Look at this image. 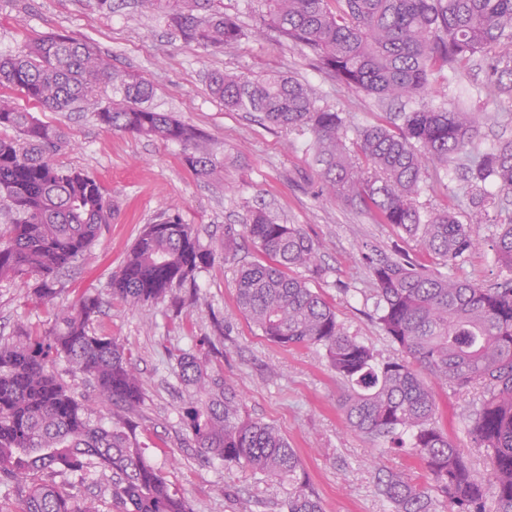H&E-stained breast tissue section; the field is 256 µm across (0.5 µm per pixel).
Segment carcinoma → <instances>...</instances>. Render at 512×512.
<instances>
[{"mask_svg": "<svg viewBox=\"0 0 512 512\" xmlns=\"http://www.w3.org/2000/svg\"><path fill=\"white\" fill-rule=\"evenodd\" d=\"M214 0H140L188 45L222 51L245 36L239 22L211 9ZM262 27L292 46L310 50L319 69L344 86L418 107L402 123L355 130L340 113L321 107L308 87L286 74L248 78L216 71L209 90L230 112H258L268 123L306 129L320 165L321 194L356 204L453 265L480 245L479 229L496 207L486 185L512 195V140L473 160L468 170L473 213L461 224L446 210L422 216L418 198L430 163L448 166L477 134L471 112L425 103L433 75L477 55L512 48V0H256ZM202 11L208 12L200 17ZM120 96L94 110L107 131L176 143L184 164L200 180L224 170V159L199 147L200 132L152 105L154 84L114 69L84 39L70 33L32 38L14 54L0 55V89L21 91L36 106L72 112L107 87ZM67 141L60 127L40 121L0 96V211L9 227L0 235V280H35L37 304L55 309L45 331L21 329L0 344V485L21 494L19 512H101L56 476L112 473L115 512H190L160 470L149 464L138 439L140 376L118 339L90 325L101 312L94 295L59 306L60 275L83 259L112 221V200L91 176L65 168L57 156ZM245 234L269 258L241 270L236 297L241 314L271 342L325 351L347 386L342 400L352 431L369 437L410 436L409 454L432 479L423 488L409 478H378L394 512H512V281L482 288L417 267L404 256L369 257L377 320L403 356L379 361L350 335L307 281L288 275L304 268L323 274L317 246L296 224H280L262 208L249 210ZM512 270V224L493 245ZM217 252L195 228L171 216L149 224L120 270L112 294L132 306L163 301L174 288H195L196 273ZM94 384L96 403L79 399L56 372ZM191 388L181 418L204 453L247 466L288 484L287 512H322L301 477L295 449L273 426L242 417L237 393L213 374L206 353L177 358ZM454 388L478 385L483 399L470 425L474 447L488 466L473 468L436 422L433 392L421 372Z\"/></svg>", "mask_w": 512, "mask_h": 512, "instance_id": "obj_1", "label": "carcinoma"}]
</instances>
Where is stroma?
<instances>
[{"instance_id":"stroma-1","label":"stroma","mask_w":512,"mask_h":512,"mask_svg":"<svg viewBox=\"0 0 512 512\" xmlns=\"http://www.w3.org/2000/svg\"><path fill=\"white\" fill-rule=\"evenodd\" d=\"M220 6L226 15L238 18L247 35L237 45L214 52L185 45L166 19L144 12L138 0H114L109 12L101 10L97 0H0V54L22 50L37 35L76 34L108 56L117 70L148 78L156 88L157 109L199 129L203 147L224 158L223 180L206 182L184 165L180 145L106 131L88 108L39 112L40 120L59 126L67 136L59 163L94 177L112 199L111 224L64 276L57 303L70 304L86 290L99 295L102 311L93 330L123 343L143 382L138 434L147 460L162 471L192 512H285L278 482L249 467L201 457L183 425L181 407L187 393L177 357L198 351L206 336L218 349L211 361L213 371L236 391L248 418L274 426L298 452L306 483L319 495L323 512H393L378 489L379 471L424 487L430 484L428 473L409 455L408 438L393 444L349 429L341 407L345 387L321 350L279 346L239 312L235 279L240 267L266 261L244 234L243 220L248 209L261 207L280 223L299 225L319 244L324 274L311 278L298 268L295 276L307 278L349 334L371 346L377 359L386 360L400 357L401 351L374 317L365 255L397 250L431 271L494 286L512 277L498 263L491 242L498 225L512 222V197L500 201L496 223L481 226L480 248L448 267L373 214L321 196L310 133L277 128L256 112L225 111L208 90V73L291 74L321 106L343 113L358 129L385 119L391 105L344 87L288 41L254 35L255 17L246 0H220ZM496 64L495 56H480L433 78L430 106H460L478 113L481 123L453 163L429 164L419 199L422 214L447 209L460 223H469L466 166L471 158L512 138V95L493 89ZM171 214L193 225L201 242L218 252L215 263L196 276L199 303L180 308L167 299L133 307L113 298L111 277L139 233ZM228 230L238 241L237 250L229 254L223 251ZM31 294L29 284L0 280V343L13 340L18 329L41 331L53 325V309L35 306ZM433 395L439 425L476 467L485 468L468 434L481 388L452 390L437 384Z\"/></svg>"}]
</instances>
